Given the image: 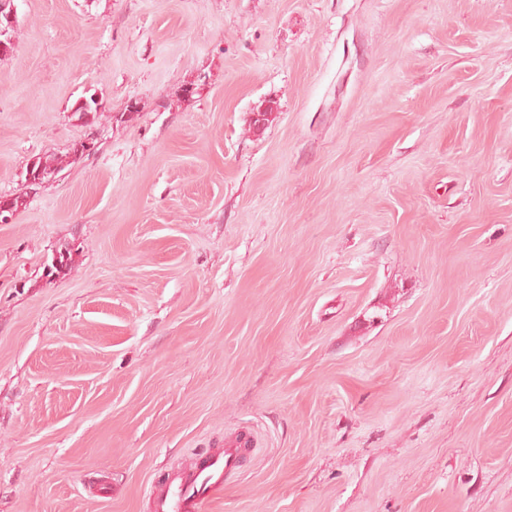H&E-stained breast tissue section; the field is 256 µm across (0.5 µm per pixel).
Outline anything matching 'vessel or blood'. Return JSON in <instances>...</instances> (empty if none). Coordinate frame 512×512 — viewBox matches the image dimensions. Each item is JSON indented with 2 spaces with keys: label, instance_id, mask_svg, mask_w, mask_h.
Returning a JSON list of instances; mask_svg holds the SVG:
<instances>
[{
  "label": "vessel or blood",
  "instance_id": "1",
  "mask_svg": "<svg viewBox=\"0 0 512 512\" xmlns=\"http://www.w3.org/2000/svg\"><path fill=\"white\" fill-rule=\"evenodd\" d=\"M247 445L244 439L227 443L222 451L200 456L193 468L172 475L154 492L153 512H197L200 503L223 492Z\"/></svg>",
  "mask_w": 512,
  "mask_h": 512
}]
</instances>
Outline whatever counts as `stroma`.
Listing matches in <instances>:
<instances>
[{"instance_id":"1","label":"stroma","mask_w":512,"mask_h":512,"mask_svg":"<svg viewBox=\"0 0 512 512\" xmlns=\"http://www.w3.org/2000/svg\"><path fill=\"white\" fill-rule=\"evenodd\" d=\"M15 3L0 512H512V0ZM43 159L40 157L30 160L27 164L26 168V180L28 181V185H41L44 184L53 178H55L57 172H52V170L47 169L45 171L44 167L40 164ZM48 166H53L58 172L63 168V161L57 157H46L43 160ZM38 162V166H37ZM37 166V167H36ZM249 445L248 439L229 442L222 451L200 456L193 468L172 475L154 492L153 512H196L205 499L224 491V484L240 466L242 448Z\"/></svg>"}]
</instances>
